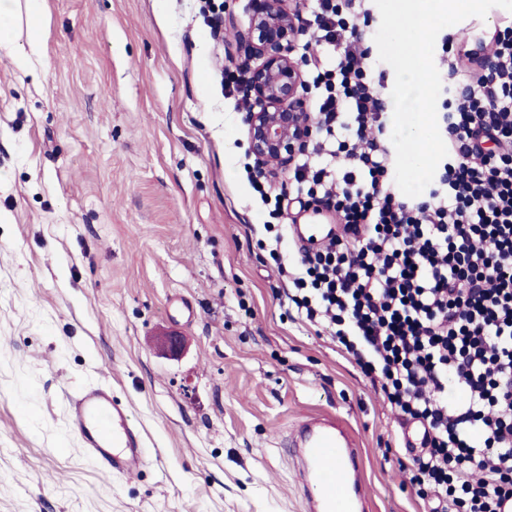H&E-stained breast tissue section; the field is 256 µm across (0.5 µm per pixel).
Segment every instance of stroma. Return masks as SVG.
Listing matches in <instances>:
<instances>
[{
	"label": "stroma",
	"mask_w": 512,
	"mask_h": 512,
	"mask_svg": "<svg viewBox=\"0 0 512 512\" xmlns=\"http://www.w3.org/2000/svg\"><path fill=\"white\" fill-rule=\"evenodd\" d=\"M223 2L217 33L197 0H43L34 71L0 50V512H306L282 444L313 413L359 439L369 512H422L379 387L280 304L224 95L255 0ZM510 24L444 28L435 63ZM101 371L151 450L136 482L66 434Z\"/></svg>",
	"instance_id": "35a3bbf8"
}]
</instances>
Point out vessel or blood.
<instances>
[{
	"label": "vessel or blood",
	"instance_id": "b4317fda",
	"mask_svg": "<svg viewBox=\"0 0 512 512\" xmlns=\"http://www.w3.org/2000/svg\"><path fill=\"white\" fill-rule=\"evenodd\" d=\"M290 230L294 244L308 249L329 242L339 227L314 214L309 223ZM67 419L81 453L103 479L140 477L150 457L144 434L128 408L116 403L108 383L97 379L68 394ZM298 428L303 456L299 491L307 512H366L362 455L351 430L333 417H307Z\"/></svg>",
	"mask_w": 512,
	"mask_h": 512
}]
</instances>
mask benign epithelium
I'll list each match as a JSON object with an SVG mask.
<instances>
[{
    "label": "benign epithelium",
    "instance_id": "benign-epithelium-1",
    "mask_svg": "<svg viewBox=\"0 0 512 512\" xmlns=\"http://www.w3.org/2000/svg\"><path fill=\"white\" fill-rule=\"evenodd\" d=\"M310 28L298 0H262L238 43L248 47L239 70L250 101L243 123L257 167L288 169L306 151L313 134L304 78L306 58L298 40Z\"/></svg>",
    "mask_w": 512,
    "mask_h": 512
}]
</instances>
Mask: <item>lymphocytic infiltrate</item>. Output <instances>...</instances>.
<instances>
[{"label":"lymphocytic infiltrate","instance_id":"1","mask_svg":"<svg viewBox=\"0 0 512 512\" xmlns=\"http://www.w3.org/2000/svg\"><path fill=\"white\" fill-rule=\"evenodd\" d=\"M364 2L316 0L315 42L338 62L310 60L314 141L293 170L300 209L334 207L341 233L294 265L278 251L283 225L259 245L291 283L287 307L330 328L400 420L423 426L410 482L431 512H499L512 496V27L491 37V73L455 98L438 187L404 198L385 76L352 37Z\"/></svg>","mask_w":512,"mask_h":512}]
</instances>
